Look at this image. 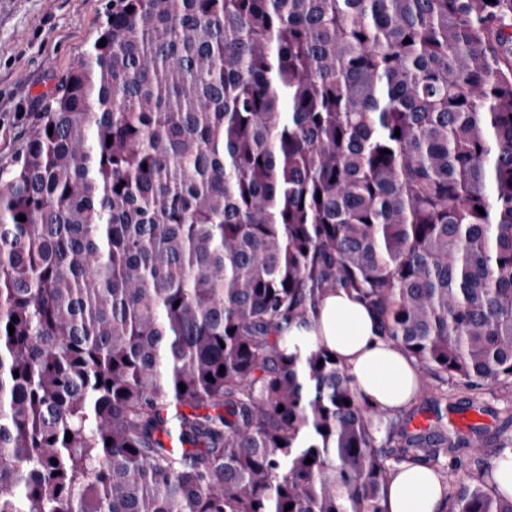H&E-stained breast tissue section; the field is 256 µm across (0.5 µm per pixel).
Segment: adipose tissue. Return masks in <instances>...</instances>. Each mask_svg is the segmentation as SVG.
<instances>
[{
  "instance_id": "obj_1",
  "label": "adipose tissue",
  "mask_w": 512,
  "mask_h": 512,
  "mask_svg": "<svg viewBox=\"0 0 512 512\" xmlns=\"http://www.w3.org/2000/svg\"><path fill=\"white\" fill-rule=\"evenodd\" d=\"M289 337L326 346L354 376L359 390L385 408L407 403L418 391L413 365L385 337L378 314L344 291L328 293L309 327H291ZM389 512H437L442 487L424 464L404 466L387 494Z\"/></svg>"
}]
</instances>
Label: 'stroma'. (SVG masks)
<instances>
[{"label": "stroma", "mask_w": 512, "mask_h": 512, "mask_svg": "<svg viewBox=\"0 0 512 512\" xmlns=\"http://www.w3.org/2000/svg\"><path fill=\"white\" fill-rule=\"evenodd\" d=\"M108 0H0V163L35 130L45 95L99 33Z\"/></svg>", "instance_id": "1"}]
</instances>
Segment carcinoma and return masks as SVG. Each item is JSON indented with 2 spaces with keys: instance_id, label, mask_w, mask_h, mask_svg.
Wrapping results in <instances>:
<instances>
[{
  "instance_id": "obj_1",
  "label": "carcinoma",
  "mask_w": 512,
  "mask_h": 512,
  "mask_svg": "<svg viewBox=\"0 0 512 512\" xmlns=\"http://www.w3.org/2000/svg\"><path fill=\"white\" fill-rule=\"evenodd\" d=\"M98 39L0 165V512H388L418 461L512 512V416L448 428L512 386V0H110ZM336 289L428 405L288 346ZM510 401L512 406V388L508 392L500 385H490L481 395L477 408H469L464 412L448 411V423L456 425L462 432H467L468 425L463 426L459 424L458 419L465 421L471 412L478 411L477 413L483 415L489 421V423L480 424L487 427L490 433H494L506 416L504 410L507 406H510Z\"/></svg>"
}]
</instances>
